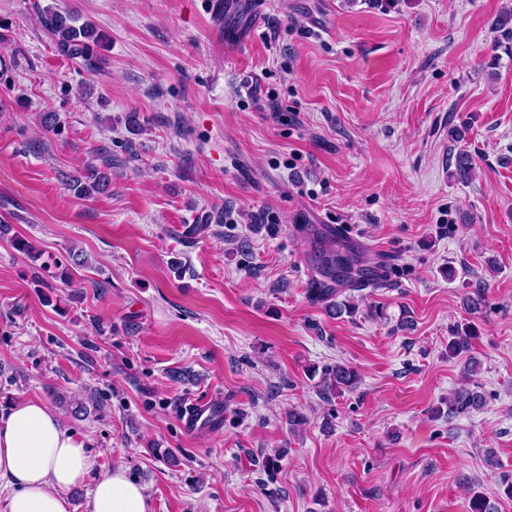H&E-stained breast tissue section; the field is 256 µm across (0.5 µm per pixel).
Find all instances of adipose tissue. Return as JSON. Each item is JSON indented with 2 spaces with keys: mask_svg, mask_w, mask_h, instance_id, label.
Returning <instances> with one entry per match:
<instances>
[{
  "mask_svg": "<svg viewBox=\"0 0 512 512\" xmlns=\"http://www.w3.org/2000/svg\"><path fill=\"white\" fill-rule=\"evenodd\" d=\"M88 481L87 512H151L124 467L94 473L89 449L47 404L29 400L0 413V512H68V492Z\"/></svg>",
  "mask_w": 512,
  "mask_h": 512,
  "instance_id": "adipose-tissue-1",
  "label": "adipose tissue"
}]
</instances>
